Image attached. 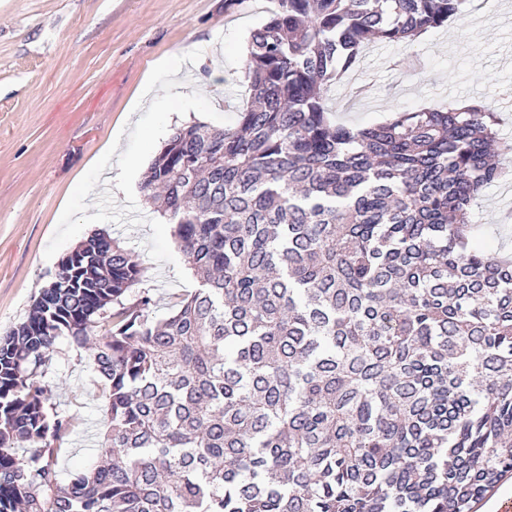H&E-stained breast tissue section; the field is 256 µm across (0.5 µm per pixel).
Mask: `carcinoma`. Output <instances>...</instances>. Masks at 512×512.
<instances>
[{
  "label": "carcinoma",
  "instance_id": "1",
  "mask_svg": "<svg viewBox=\"0 0 512 512\" xmlns=\"http://www.w3.org/2000/svg\"><path fill=\"white\" fill-rule=\"evenodd\" d=\"M464 2L268 0L251 104L173 128L140 183L197 288L154 319L98 232L0 337V512H472L512 474V259L468 221L512 147L481 104L369 127L326 108L365 47ZM61 338L106 421L102 464L64 482L77 421L41 381Z\"/></svg>",
  "mask_w": 512,
  "mask_h": 512
}]
</instances>
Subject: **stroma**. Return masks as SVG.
<instances>
[{
  "label": "stroma",
  "instance_id": "1",
  "mask_svg": "<svg viewBox=\"0 0 512 512\" xmlns=\"http://www.w3.org/2000/svg\"><path fill=\"white\" fill-rule=\"evenodd\" d=\"M225 14L224 0H0V335L22 321L61 258L106 230L145 268L137 291L153 316L197 282L172 227L143 199L128 160L150 164L171 128L233 125L245 103L237 76L265 0ZM191 56L154 101L129 107L157 64ZM512 0H466L460 20L406 46L377 42L332 87L333 120L372 126L392 111L486 106L512 141ZM474 233L512 254V176L470 208ZM43 380L82 426L58 458L60 477L97 465L98 378L85 350L59 340Z\"/></svg>",
  "mask_w": 512,
  "mask_h": 512
}]
</instances>
